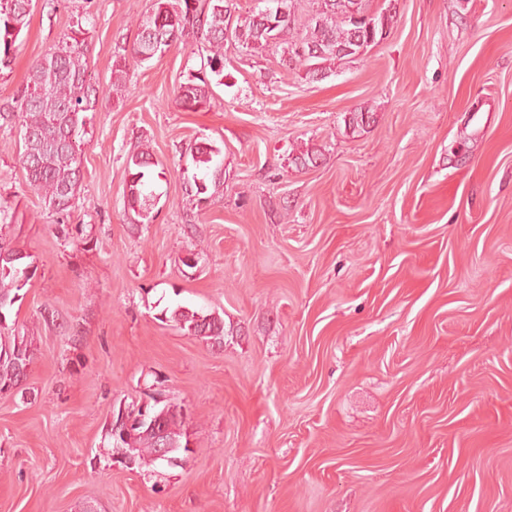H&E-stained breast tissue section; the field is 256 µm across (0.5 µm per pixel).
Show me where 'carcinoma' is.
Wrapping results in <instances>:
<instances>
[{"mask_svg":"<svg viewBox=\"0 0 512 512\" xmlns=\"http://www.w3.org/2000/svg\"><path fill=\"white\" fill-rule=\"evenodd\" d=\"M24 3L0 0V70L10 67L28 27L30 11ZM313 4L312 14L299 28L295 0H255L245 16L237 13V0H150L132 44L113 61L111 92L119 94L125 87L127 62L147 63L192 31L209 45V55L198 73L179 85L177 99L188 109L203 110L210 106L212 84H224V43L228 41L247 52L274 50L283 65L304 70L314 81L328 76L327 65L366 54L386 35L392 21L390 16L369 13L364 0H313ZM81 34L79 28L71 30L70 42L38 59L23 88L0 104V113L6 117L12 112L22 114L21 163L26 180L41 193L45 206L61 215L68 213L80 188L88 113L97 111L100 95L89 73ZM191 160L179 177L201 203L207 200L209 188L221 186L222 149L203 143L191 151ZM154 167L145 150L126 161L128 206L146 221L150 220ZM28 268L36 271L30 255L0 241L1 313L20 300ZM161 315L213 346L224 343V319L214 312L177 304L165 307ZM31 362L27 338H0V392L19 388L26 378L24 368ZM182 419L179 413L170 414L162 426L171 445L185 455L189 436L182 430ZM120 447L138 465L161 464L156 435L143 427L130 440L120 442Z\"/></svg>","mask_w":512,"mask_h":512,"instance_id":"obj_1","label":"carcinoma"}]
</instances>
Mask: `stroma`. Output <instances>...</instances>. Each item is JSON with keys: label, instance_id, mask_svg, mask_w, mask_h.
Instances as JSON below:
<instances>
[{"label": "stroma", "instance_id": "1", "mask_svg": "<svg viewBox=\"0 0 512 512\" xmlns=\"http://www.w3.org/2000/svg\"><path fill=\"white\" fill-rule=\"evenodd\" d=\"M365 3L393 22L363 56L313 81L228 44L192 111V35L107 96L149 0H36L0 99L76 24L102 96L67 216L0 119L6 239L36 266L0 327L33 352L0 396V512H512V0ZM203 142L224 185L200 204L179 170ZM144 148L145 224L124 198ZM176 303L219 314L223 345L162 320ZM156 391L191 453L116 462L113 405Z\"/></svg>", "mask_w": 512, "mask_h": 512}]
</instances>
